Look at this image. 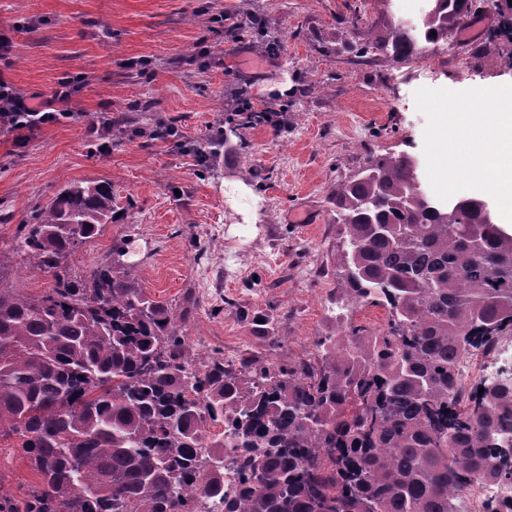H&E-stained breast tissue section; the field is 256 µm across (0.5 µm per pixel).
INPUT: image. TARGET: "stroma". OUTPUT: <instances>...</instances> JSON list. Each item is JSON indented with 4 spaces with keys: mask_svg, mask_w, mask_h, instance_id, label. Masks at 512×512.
<instances>
[{
    "mask_svg": "<svg viewBox=\"0 0 512 512\" xmlns=\"http://www.w3.org/2000/svg\"><path fill=\"white\" fill-rule=\"evenodd\" d=\"M499 2L467 16L473 37L436 46L432 69L350 50L400 18V0H0V30L32 24L0 74L22 94L79 81L70 118L21 148L0 132V250L68 183L109 180L113 222L75 251L73 274L123 249L148 295L192 304L183 331L198 353L237 362L284 336L289 360L312 358L347 308L337 182L405 152L440 198L484 199L503 223L494 193L441 185L435 150L439 113L486 111L483 94L512 88V46L493 39ZM245 107L276 121L211 143ZM104 112L176 133L104 148L87 131ZM37 481L18 438L0 439V485L19 495Z\"/></svg>",
    "mask_w": 512,
    "mask_h": 512,
    "instance_id": "stroma-1",
    "label": "stroma"
}]
</instances>
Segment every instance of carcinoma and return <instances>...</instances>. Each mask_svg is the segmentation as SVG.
I'll return each instance as SVG.
<instances>
[{
	"instance_id": "cac0c4a2",
	"label": "carcinoma",
	"mask_w": 512,
	"mask_h": 512,
	"mask_svg": "<svg viewBox=\"0 0 512 512\" xmlns=\"http://www.w3.org/2000/svg\"><path fill=\"white\" fill-rule=\"evenodd\" d=\"M476 0H431L421 22L352 45L396 63L452 40ZM340 285L386 324L316 340L317 361L236 367L194 353L188 311L148 296L134 266L72 276L112 223L106 181L72 183L0 250V438H20L40 484L0 512H462L482 480L512 482L485 434L512 435V381L483 394L463 355L512 333V234L477 198L440 201L409 155L336 184ZM53 277L27 295L19 262ZM237 471L224 483V465Z\"/></svg>"
}]
</instances>
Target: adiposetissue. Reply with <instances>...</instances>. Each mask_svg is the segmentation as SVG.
<instances>
[{
  "instance_id": "1",
  "label": "adipose tissue",
  "mask_w": 512,
  "mask_h": 512,
  "mask_svg": "<svg viewBox=\"0 0 512 512\" xmlns=\"http://www.w3.org/2000/svg\"><path fill=\"white\" fill-rule=\"evenodd\" d=\"M468 128L476 137L474 148L449 160L448 171L464 173L471 186L491 188L512 219V94H495L493 107L471 115Z\"/></svg>"
}]
</instances>
